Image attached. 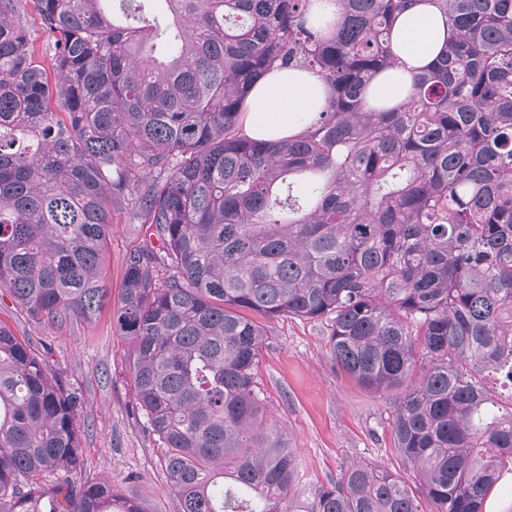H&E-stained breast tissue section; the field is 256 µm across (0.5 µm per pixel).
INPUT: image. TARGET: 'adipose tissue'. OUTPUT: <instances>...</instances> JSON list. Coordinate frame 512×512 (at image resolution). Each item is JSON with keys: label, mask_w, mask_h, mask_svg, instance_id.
Masks as SVG:
<instances>
[{"label": "adipose tissue", "mask_w": 512, "mask_h": 512, "mask_svg": "<svg viewBox=\"0 0 512 512\" xmlns=\"http://www.w3.org/2000/svg\"><path fill=\"white\" fill-rule=\"evenodd\" d=\"M449 35L447 16L430 0H416L399 14L391 32L396 63L372 81L370 102L377 106L403 102L412 75L441 57ZM329 97V88L313 71L272 68L254 85L245 102L243 131L253 139L298 136L324 109Z\"/></svg>", "instance_id": "adipose-tissue-1"}]
</instances>
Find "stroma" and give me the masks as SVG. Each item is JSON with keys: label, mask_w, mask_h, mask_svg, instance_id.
I'll use <instances>...</instances> for the list:
<instances>
[{"label": "stroma", "mask_w": 512, "mask_h": 512, "mask_svg": "<svg viewBox=\"0 0 512 512\" xmlns=\"http://www.w3.org/2000/svg\"><path fill=\"white\" fill-rule=\"evenodd\" d=\"M129 217V208L112 211L106 257L112 302L97 318L56 327L35 321L5 296L0 298V321L44 353L51 368L82 394V479L112 483L137 499L144 512H180L163 466L165 449L132 413L126 379L129 344L113 321L125 259L150 236L146 225L131 223ZM261 325L264 342L256 379L266 416L290 436L306 478L326 485L336 482L346 465L367 461L416 485L413 469L393 443L389 403L333 364L327 323L288 316Z\"/></svg>", "instance_id": "35a3bbf8"}]
</instances>
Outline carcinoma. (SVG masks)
Instances as JSON below:
<instances>
[{
    "instance_id": "carcinoma-1",
    "label": "carcinoma",
    "mask_w": 512,
    "mask_h": 512,
    "mask_svg": "<svg viewBox=\"0 0 512 512\" xmlns=\"http://www.w3.org/2000/svg\"><path fill=\"white\" fill-rule=\"evenodd\" d=\"M101 2L35 0L51 84L23 0H0V290L53 325L100 314L128 202L159 246L129 253L116 326L181 512H421L374 463L303 480L262 408L255 315L327 321L431 512H485L512 468V0H433L454 34L385 112L364 93L414 0H336L334 23L311 0H116L129 23ZM275 66L331 96L298 138L251 139ZM82 408L0 323V512H143L70 481ZM25 5V10L22 15V23L26 26L27 32L36 54L43 58L44 65L49 76L53 80V69L50 62L49 40L44 30L41 27L38 13L35 9L34 3L30 0Z\"/></svg>"
}]
</instances>
